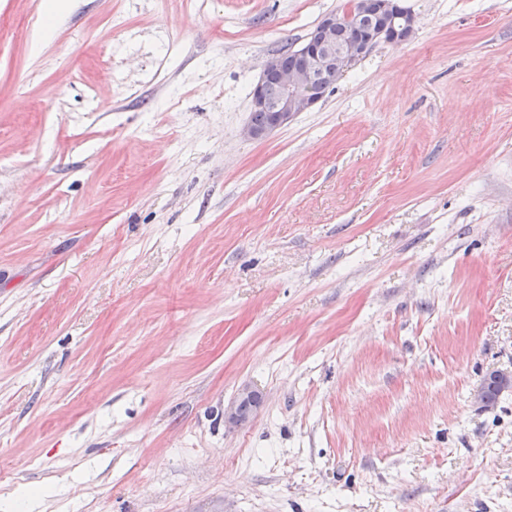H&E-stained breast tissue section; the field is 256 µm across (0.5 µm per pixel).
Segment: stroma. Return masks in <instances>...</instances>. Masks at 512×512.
I'll return each mask as SVG.
<instances>
[{
  "label": "stroma",
  "instance_id": "stroma-1",
  "mask_svg": "<svg viewBox=\"0 0 512 512\" xmlns=\"http://www.w3.org/2000/svg\"><path fill=\"white\" fill-rule=\"evenodd\" d=\"M0 0V512H512V0ZM262 401L224 426L242 387ZM360 1H348L351 7L345 11H354L357 17ZM362 3L360 18L352 21V25L349 23L344 27L347 36L361 38H347L340 34L339 30L344 26V22L350 21L353 14H347L342 20L334 11L322 16L319 26H315L309 32L306 41L317 42L320 27L321 39L318 43L301 47L297 52V60L291 49L282 53L281 58L273 54L265 60L250 97L251 121L261 127L249 121L242 129L243 137L264 139L274 134L287 126L301 112L313 109L331 87L325 83L335 85L364 59L376 44L386 42L401 45L415 33L416 17L406 11L399 0H364ZM362 16L378 20L371 39H362L368 37L374 28V25ZM344 28L341 32L345 30ZM282 62L288 66L295 62L296 64L288 68L284 67ZM270 83L274 85H269ZM317 83L324 85L312 87ZM489 385H493L494 387L500 386L501 392L504 390H510L512 388V377L511 374H506L500 371H493L488 374L485 383L480 387L477 392V399L485 406L491 407L495 403H486L485 392ZM499 391L495 388L489 389L487 391V399L489 401H495L498 399ZM256 391L244 387L240 390L235 400L224 408V426L225 428L234 429L247 424L252 414H244L242 412V404L248 398L252 397Z\"/></svg>",
  "mask_w": 512,
  "mask_h": 512
}]
</instances>
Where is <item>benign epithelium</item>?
<instances>
[{"label": "benign epithelium", "mask_w": 512, "mask_h": 512, "mask_svg": "<svg viewBox=\"0 0 512 512\" xmlns=\"http://www.w3.org/2000/svg\"><path fill=\"white\" fill-rule=\"evenodd\" d=\"M362 16L378 20L374 36L371 38H347L340 34L344 23L352 19L348 14L340 18L330 12L319 21L321 39L301 47L297 52V62L291 67L282 65L279 55L267 58L258 80L254 83L250 97L251 111L268 113V120L261 127L248 123L242 129L247 139H264L285 127L298 114L308 112L320 101L310 88L317 83L336 84L358 62L364 59L380 42L401 45L408 41L416 29V17L406 11L400 0H363ZM279 87V94L270 98L266 94L268 85ZM498 386L501 390L512 388V376L500 371L488 374L485 383L477 392V399L486 403L485 392L488 386ZM255 391L244 387L235 400L224 407V426L229 429L247 424L251 415L242 412V404L252 397Z\"/></svg>", "instance_id": "obj_1"}]
</instances>
